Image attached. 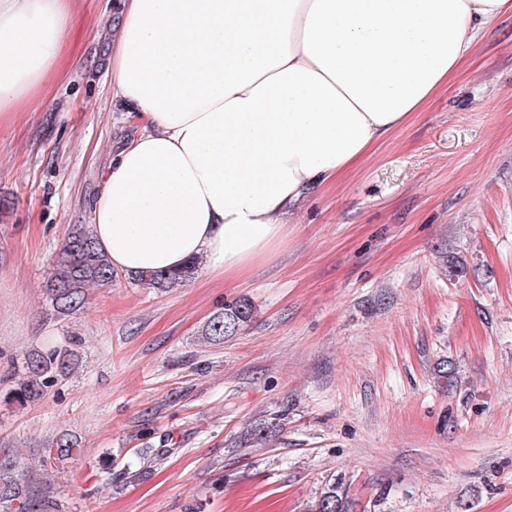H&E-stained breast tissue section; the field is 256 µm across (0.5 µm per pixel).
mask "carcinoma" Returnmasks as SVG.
<instances>
[{"instance_id": "1", "label": "carcinoma", "mask_w": 512, "mask_h": 512, "mask_svg": "<svg viewBox=\"0 0 512 512\" xmlns=\"http://www.w3.org/2000/svg\"><path fill=\"white\" fill-rule=\"evenodd\" d=\"M197 271L198 263L191 262L177 271L136 272L131 274V279L142 288L168 289L190 281ZM113 278L114 268L97 247L89 230L76 225L52 261L46 297L55 316L65 319L83 307L88 287L109 286ZM253 313V305L246 299L224 305L207 322L203 330L204 340L209 344H220L233 338L250 323ZM77 358L73 349L60 347L27 354L19 366L18 380L7 393L8 398L23 405L40 399L50 387L71 373ZM74 451V443L63 435L56 447L46 450L42 463L46 466L51 459L61 463ZM53 506L54 503L24 485L22 475L14 466L0 464V512H51ZM315 512H351L347 494L336 485L327 488L320 496Z\"/></svg>"}]
</instances>
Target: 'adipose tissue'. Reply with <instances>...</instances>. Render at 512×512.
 <instances>
[{"instance_id":"1","label":"adipose tissue","mask_w":512,"mask_h":512,"mask_svg":"<svg viewBox=\"0 0 512 512\" xmlns=\"http://www.w3.org/2000/svg\"><path fill=\"white\" fill-rule=\"evenodd\" d=\"M71 0H0V123L31 110ZM512 0H122L115 152L91 231L113 267L198 259L244 277L312 190L353 168L453 75Z\"/></svg>"}]
</instances>
